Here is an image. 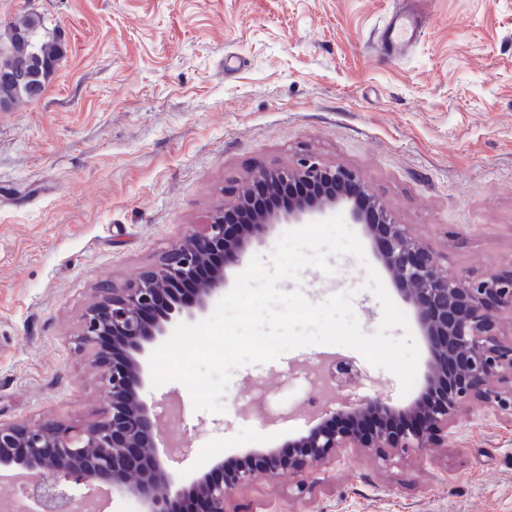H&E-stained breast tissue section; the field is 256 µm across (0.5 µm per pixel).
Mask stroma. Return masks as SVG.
Listing matches in <instances>:
<instances>
[{"instance_id":"35a3bbf8","label":"stroma","mask_w":512,"mask_h":512,"mask_svg":"<svg viewBox=\"0 0 512 512\" xmlns=\"http://www.w3.org/2000/svg\"><path fill=\"white\" fill-rule=\"evenodd\" d=\"M423 33L400 55L379 31L395 2ZM42 14L66 53L40 98L0 109V420L88 426L108 406L93 353L75 351L105 280L124 287L208 223L264 168L314 156L357 171L369 192L463 277L512 267V0H0V30ZM348 204L281 219L245 255L270 256L299 224ZM353 232L419 347L416 382L336 346L364 373L351 398L403 408L423 394L430 351L364 225ZM309 266L283 291L311 302L352 295L365 333L382 307L349 254ZM311 345L234 371L223 412L194 410L182 383L146 387L178 419L186 480L305 433ZM223 440L220 454L210 447ZM320 483L258 479L230 512H512V417L475 403L442 447L392 465L346 449Z\"/></svg>"}]
</instances>
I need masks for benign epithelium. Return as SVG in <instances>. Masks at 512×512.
I'll use <instances>...</instances> for the list:
<instances>
[{
    "mask_svg": "<svg viewBox=\"0 0 512 512\" xmlns=\"http://www.w3.org/2000/svg\"><path fill=\"white\" fill-rule=\"evenodd\" d=\"M288 196L281 211L255 202L256 191ZM341 202L352 218L365 225L379 247L383 264L414 305L430 349L421 405L397 408L379 397L341 404L333 412L314 414L319 422L286 443L303 452L283 460L276 450L260 452L256 466L225 470L220 479L206 475L186 484L169 465L173 457L159 451L154 435V404L143 399L141 357L146 347L166 335L167 325L186 315L180 306L148 319L158 299L220 252L207 287L198 290L196 307L204 310L224 288V269L237 266L253 237L283 217L301 215ZM512 314V269L462 277L450 272L428 246L411 240L407 228L393 221L366 191L356 171L308 156L288 169L262 170L241 188L234 207H219L199 231L188 234L181 248L166 254L153 269L124 288L105 284L82 316L76 349L94 351L100 386L112 398L111 408L88 427L46 420L36 425L0 421V470H15L27 482L42 512H60L72 495L69 488L89 490L106 484L111 493L136 496L141 512H183L189 498L200 512H228L233 492L250 487L261 475L283 470L300 476L299 491L316 482L318 468L347 448H361L390 465L441 438L473 401L512 416V337L496 326ZM332 377L349 383L359 370L348 359L330 364Z\"/></svg>",
    "mask_w": 512,
    "mask_h": 512,
    "instance_id": "obj_1",
    "label": "benign epithelium"
}]
</instances>
